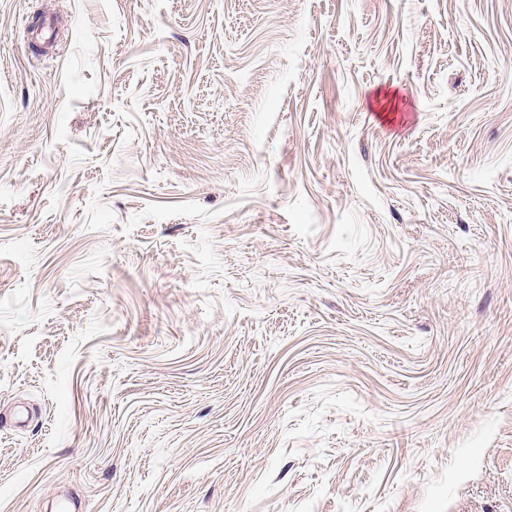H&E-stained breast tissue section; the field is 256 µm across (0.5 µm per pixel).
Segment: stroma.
<instances>
[{
	"label": "stroma",
	"mask_w": 512,
	"mask_h": 512,
	"mask_svg": "<svg viewBox=\"0 0 512 512\" xmlns=\"http://www.w3.org/2000/svg\"><path fill=\"white\" fill-rule=\"evenodd\" d=\"M512 0H0V512H512Z\"/></svg>",
	"instance_id": "obj_1"
}]
</instances>
